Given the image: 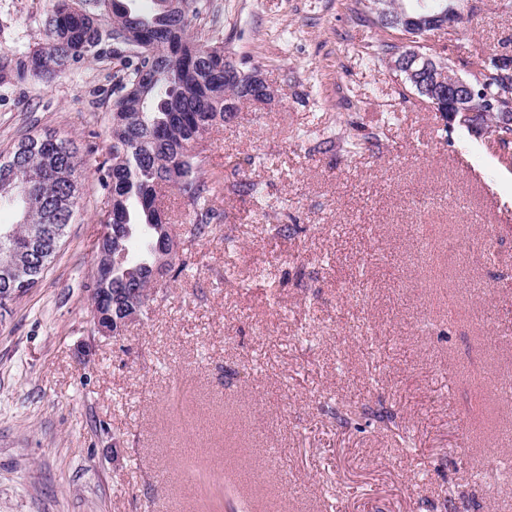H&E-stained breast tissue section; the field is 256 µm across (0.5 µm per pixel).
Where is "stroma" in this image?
<instances>
[{"label":"stroma","mask_w":512,"mask_h":512,"mask_svg":"<svg viewBox=\"0 0 512 512\" xmlns=\"http://www.w3.org/2000/svg\"><path fill=\"white\" fill-rule=\"evenodd\" d=\"M229 60L274 88L208 140L223 236L120 339L86 290L110 201L0 319V512H512V150L391 67L356 0H214ZM434 46L512 49V0ZM47 0H0V56ZM112 63L0 84L26 133L106 150ZM94 346L82 360V344Z\"/></svg>","instance_id":"35a3bbf8"}]
</instances>
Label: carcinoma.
I'll use <instances>...</instances> for the list:
<instances>
[{
    "instance_id": "cac0c4a2",
    "label": "carcinoma",
    "mask_w": 512,
    "mask_h": 512,
    "mask_svg": "<svg viewBox=\"0 0 512 512\" xmlns=\"http://www.w3.org/2000/svg\"><path fill=\"white\" fill-rule=\"evenodd\" d=\"M152 0L155 10L141 14L122 0H49L44 41L35 48L15 47L17 62L0 63V82L30 76L51 80L84 62L118 60L114 75L109 136L111 144L95 161L111 208L103 219L109 235L101 249L112 254V271L96 287L112 294V319H122L135 305L146 314L159 277L184 272L191 257L180 252L169 223L160 221L154 203L164 187L175 189L192 211L185 225L191 240L223 231L212 203L213 190L204 177L210 131L231 120L224 111L233 100L243 104V86L224 83V46L206 35H193V22L215 13L212 0ZM466 0H387L391 17L420 11L439 12L452 5L465 10ZM477 106L490 101L492 112L481 120L503 148H512V126L499 125V114L512 111V84L496 75L484 56L467 62ZM83 162L73 142L51 134H27L0 152V181L6 177L23 187V221L12 225L15 243L23 244L47 224L55 228L58 248L44 263H23L17 277L34 288L65 244L68 226L82 202Z\"/></svg>"
}]
</instances>
